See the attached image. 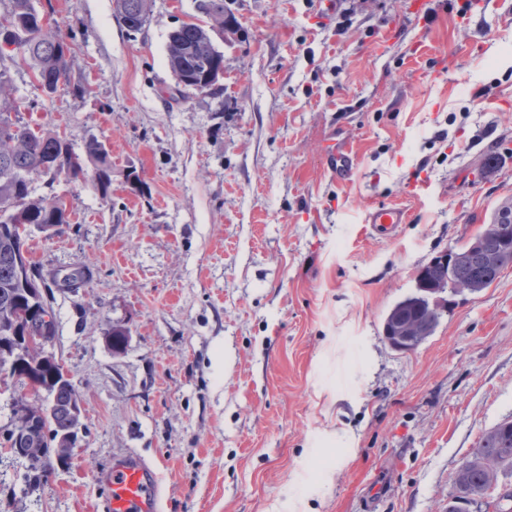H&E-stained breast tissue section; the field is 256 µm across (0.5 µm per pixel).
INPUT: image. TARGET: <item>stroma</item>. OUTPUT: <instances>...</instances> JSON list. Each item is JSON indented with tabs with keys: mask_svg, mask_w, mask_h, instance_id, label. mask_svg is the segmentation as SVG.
I'll list each match as a JSON object with an SVG mask.
<instances>
[{
	"mask_svg": "<svg viewBox=\"0 0 512 512\" xmlns=\"http://www.w3.org/2000/svg\"><path fill=\"white\" fill-rule=\"evenodd\" d=\"M52 3L90 92L41 98L15 67L11 89L74 149L110 145L112 197L34 184L73 209L62 233L30 228L27 258L86 429L37 489L0 464V512H100L98 476L127 454L155 467L159 512H443L512 419V268L436 295L415 350L383 319L512 202V0H234L220 100L169 97L196 0H151L134 36L115 0ZM346 145L339 183L322 154ZM382 203L414 213L389 241L363 233ZM78 267L87 283L55 286ZM325 166L333 179L338 182L351 181L357 173L355 156L349 148L332 149L325 154Z\"/></svg>",
	"mask_w": 512,
	"mask_h": 512,
	"instance_id": "stroma-1",
	"label": "stroma"
}]
</instances>
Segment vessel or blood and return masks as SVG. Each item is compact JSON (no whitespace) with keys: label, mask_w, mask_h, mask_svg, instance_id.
Listing matches in <instances>:
<instances>
[{"label":"vessel or blood","mask_w":512,"mask_h":512,"mask_svg":"<svg viewBox=\"0 0 512 512\" xmlns=\"http://www.w3.org/2000/svg\"><path fill=\"white\" fill-rule=\"evenodd\" d=\"M324 163L331 177L339 182L351 181L357 173L355 156L347 148L328 151ZM409 220L410 212L406 207L378 204L366 211L364 230L369 235L389 240ZM104 481L108 487L104 512H158L156 474L139 456L114 459Z\"/></svg>","instance_id":"obj_1"}]
</instances>
